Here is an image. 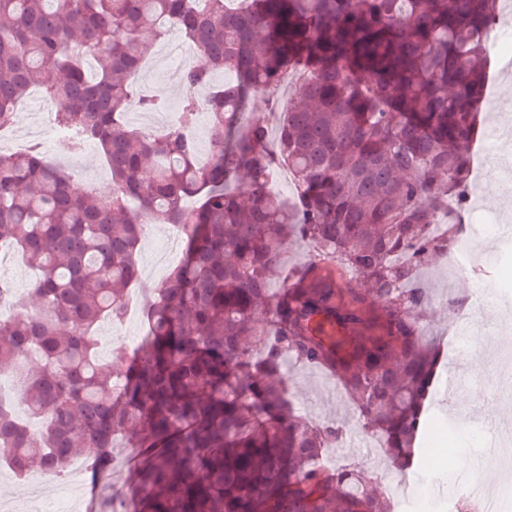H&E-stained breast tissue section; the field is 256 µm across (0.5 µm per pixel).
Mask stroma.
<instances>
[{"mask_svg":"<svg viewBox=\"0 0 512 512\" xmlns=\"http://www.w3.org/2000/svg\"><path fill=\"white\" fill-rule=\"evenodd\" d=\"M179 32H169L155 42L139 76L140 88L161 98L163 110L154 112L152 124L161 127L168 113L179 111L190 91L172 76L173 49L187 48ZM487 111L482 114L483 128L492 130L512 125V73H504L498 58H491L484 85ZM46 110L40 93H31L17 108L11 131L0 137V149L11 151L16 144L38 137ZM39 138V137H38ZM42 140V139H41ZM44 150L66 171L93 192L111 187V175L100 148L88 144L74 154L60 153L54 139L42 140ZM469 204L462 213L463 235L474 253L471 269L464 275L452 272L446 262L423 272L422 281L432 290V306L425 324L427 335L439 340L445 354L437 372L433 397L428 405V424L420 439V448H437L441 454L432 469L421 466L401 472L391 467L377 438L361 429L349 402L336 378L328 373L298 363L288 364L284 378L293 393L296 412L310 420H332L346 430L343 442L334 453L339 462L358 461L365 468L383 472L396 512H420L421 497H429L432 512H448V504L459 492L466 472L482 471L486 483L495 484L499 473L483 468L481 441L473 436L481 428L484 439L492 438L501 425L512 426V402L498 392L491 371L499 361L501 349L512 348V234L491 239L485 237L481 223L488 217H501L512 226V196L485 188L490 170L512 177V168L498 167L495 156L484 155L480 146H473ZM171 225L152 223L140 246V277L137 290L151 292L174 269L170 257L178 248L171 236ZM491 286L484 301L479 325L483 332L496 336L495 346L474 342L470 352L457 349V324L469 313V305L450 306V299L470 296L478 283ZM463 463L458 473L449 472L448 460Z\"/></svg>","mask_w":512,"mask_h":512,"instance_id":"1","label":"stroma"}]
</instances>
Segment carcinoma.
<instances>
[{"instance_id":"cac0c4a2","label":"carcinoma","mask_w":512,"mask_h":512,"mask_svg":"<svg viewBox=\"0 0 512 512\" xmlns=\"http://www.w3.org/2000/svg\"><path fill=\"white\" fill-rule=\"evenodd\" d=\"M230 2L0 0V129L39 88L80 137L62 149L97 144L112 176L98 197L37 145L0 151V248L34 271L24 298L0 280L16 308L0 374L24 409L0 401V469L86 457L108 474L130 433L132 512H394L384 474L321 464L344 429L295 414L283 366L332 371L360 426L413 465L443 359L419 276L461 231L497 0ZM171 28L201 56L180 82L207 94L152 133L125 116L161 107L136 80L145 35ZM220 70L234 83L214 85ZM295 75L275 132L243 121ZM276 164L291 205L269 186ZM150 221L177 226L184 254L146 295L140 349L106 362L97 328L123 318ZM293 244L308 251L290 266Z\"/></svg>"}]
</instances>
